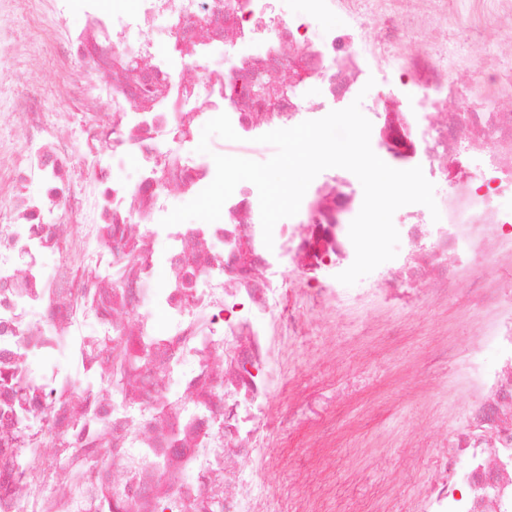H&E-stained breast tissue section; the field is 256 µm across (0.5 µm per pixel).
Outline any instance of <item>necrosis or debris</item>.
Returning <instances> with one entry per match:
<instances>
[{
	"instance_id": "obj_1",
	"label": "necrosis or debris",
	"mask_w": 512,
	"mask_h": 512,
	"mask_svg": "<svg viewBox=\"0 0 512 512\" xmlns=\"http://www.w3.org/2000/svg\"><path fill=\"white\" fill-rule=\"evenodd\" d=\"M0 0L25 12L63 79L43 87L0 26V512H322L286 503L263 475L269 443L321 401L272 415L305 322L277 264L335 277L350 259L362 201L327 169L265 250L258 190L238 185L221 221L160 224L215 176L213 154L248 156L258 136L335 110L369 72L392 94L363 100L371 136L452 184L445 223L407 211L400 259L365 295L409 305L403 286L447 300L457 269L491 256L512 271V0ZM340 10L348 22L327 24ZM474 39L449 38L453 17ZM316 84L322 96L302 99ZM227 114L238 141L198 152ZM78 123L77 135L64 122ZM87 163L73 168L75 153ZM164 251H157V244ZM166 278H158V269ZM492 308L494 361L466 351V420L409 512H512V289L474 277ZM148 351L128 364V353Z\"/></svg>"
}]
</instances>
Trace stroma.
<instances>
[{"instance_id": "1", "label": "stroma", "mask_w": 512, "mask_h": 512, "mask_svg": "<svg viewBox=\"0 0 512 512\" xmlns=\"http://www.w3.org/2000/svg\"><path fill=\"white\" fill-rule=\"evenodd\" d=\"M470 275L458 270L454 292L437 306L387 309L370 301L347 307L335 332L308 324L306 342L326 353L329 367L301 377L300 392L335 398L336 412L275 439L286 462L267 471L271 490L292 499L316 494L298 456L323 437L335 461L328 481L336 495L326 512L380 501L389 512H407L409 496L431 473L430 460L416 458L417 445L435 441L438 422H464L465 387L445 355L469 347L492 318L490 309L463 303Z\"/></svg>"}]
</instances>
